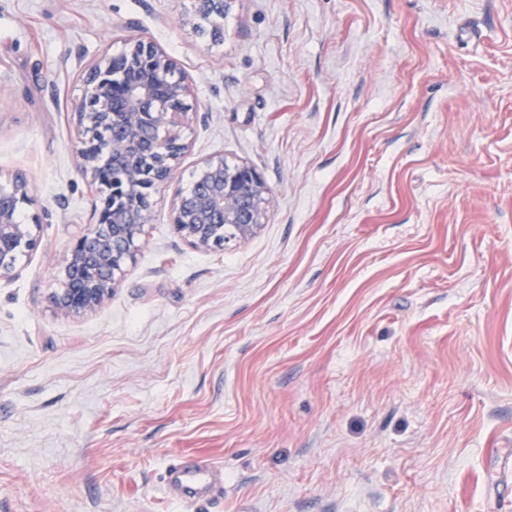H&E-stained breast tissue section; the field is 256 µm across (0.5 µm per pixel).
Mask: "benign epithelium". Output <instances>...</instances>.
Masks as SVG:
<instances>
[{"label": "benign epithelium", "instance_id": "7a95c632", "mask_svg": "<svg viewBox=\"0 0 512 512\" xmlns=\"http://www.w3.org/2000/svg\"><path fill=\"white\" fill-rule=\"evenodd\" d=\"M232 2L197 0L198 16L222 18ZM82 78L86 93L74 106L76 153L97 197L92 222L63 253L53 303L66 314L93 311L112 298L153 221V193L173 179L187 149L181 127L190 85L178 62L155 43L131 37L121 53L87 64ZM30 204L23 174L0 182V278L12 274L21 253L38 246L39 215L27 222L19 218ZM270 205L269 188L256 169L220 154L202 163L191 189L176 193L172 224L193 246L222 251L225 225L246 238Z\"/></svg>", "mask_w": 512, "mask_h": 512}]
</instances>
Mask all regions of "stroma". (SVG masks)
<instances>
[{
	"instance_id": "1",
	"label": "stroma",
	"mask_w": 512,
	"mask_h": 512,
	"mask_svg": "<svg viewBox=\"0 0 512 512\" xmlns=\"http://www.w3.org/2000/svg\"><path fill=\"white\" fill-rule=\"evenodd\" d=\"M0 0V512H512V0ZM141 35L189 145L110 301H51L90 220L83 67ZM273 204L224 251L170 215L206 159ZM183 456L224 488L183 508ZM30 204V186L23 174L12 175L6 184L0 175V278L12 274L22 252H32L38 246L39 215L32 214L28 222L19 218ZM224 487V468L201 459H177L166 469L163 491L173 502L193 503L208 499Z\"/></svg>"
}]
</instances>
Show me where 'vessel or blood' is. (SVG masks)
<instances>
[{
    "label": "vessel or blood",
    "mask_w": 512,
    "mask_h": 512,
    "mask_svg": "<svg viewBox=\"0 0 512 512\" xmlns=\"http://www.w3.org/2000/svg\"><path fill=\"white\" fill-rule=\"evenodd\" d=\"M224 484L222 466L201 459H178L169 464L163 491L177 503H193L208 499Z\"/></svg>",
    "instance_id": "vessel-or-blood-1"
}]
</instances>
